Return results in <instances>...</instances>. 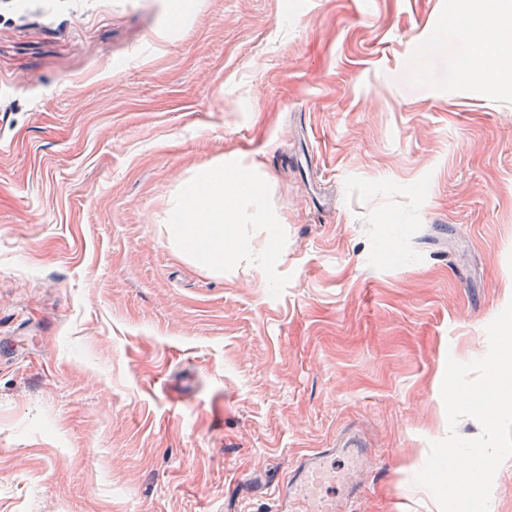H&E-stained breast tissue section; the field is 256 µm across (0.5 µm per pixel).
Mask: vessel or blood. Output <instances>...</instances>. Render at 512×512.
<instances>
[{"label":"vessel or blood","instance_id":"b4317fda","mask_svg":"<svg viewBox=\"0 0 512 512\" xmlns=\"http://www.w3.org/2000/svg\"><path fill=\"white\" fill-rule=\"evenodd\" d=\"M341 453L350 455L360 466L366 465L370 457L366 444L355 435L341 436L334 447L318 448L302 455L289 471L287 480L279 482L273 512H345L347 504L360 497L359 485L345 484L337 500L319 494L322 487L336 480L325 465L326 459Z\"/></svg>","mask_w":512,"mask_h":512}]
</instances>
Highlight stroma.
Listing matches in <instances>:
<instances>
[{"label":"stroma","mask_w":512,"mask_h":512,"mask_svg":"<svg viewBox=\"0 0 512 512\" xmlns=\"http://www.w3.org/2000/svg\"><path fill=\"white\" fill-rule=\"evenodd\" d=\"M456 5L0 0V512H270L347 432L356 512H440L446 359L512 301V57L467 75ZM220 158L270 177L279 297L167 240Z\"/></svg>","instance_id":"stroma-1"}]
</instances>
